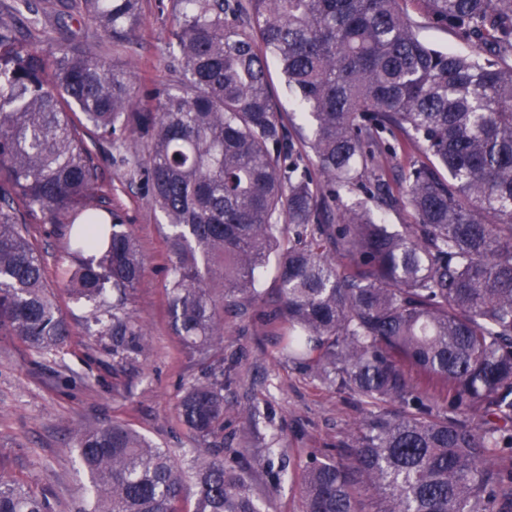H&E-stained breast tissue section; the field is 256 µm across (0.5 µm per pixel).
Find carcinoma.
Segmentation results:
<instances>
[{
  "label": "carcinoma",
  "mask_w": 512,
  "mask_h": 512,
  "mask_svg": "<svg viewBox=\"0 0 512 512\" xmlns=\"http://www.w3.org/2000/svg\"><path fill=\"white\" fill-rule=\"evenodd\" d=\"M403 0H174L176 65L137 101L131 72L80 33L29 45L38 0L0 22V319L21 341L69 334L42 257L24 234L67 224L79 260L68 292L92 307L118 363L148 347L124 310L146 268L135 238L102 209L93 147L145 152L132 175L167 219L169 315L203 363L178 417L210 459L192 509L177 463L124 423L80 430L88 512H272L247 474L269 455L224 459V370L210 360L224 318L277 326L281 355L368 406L349 462L313 458L304 512H512V0H411L469 44L423 42ZM114 46L142 24L141 0H79ZM273 58L298 113L270 90ZM300 115L310 134L292 137ZM312 155L316 173L298 172ZM369 184L351 203L342 193ZM400 199L414 223L379 210ZM293 236L282 238V225ZM277 260L273 297L256 273ZM112 283V302L106 284ZM224 291L223 311L213 288ZM439 385L437 398L413 375ZM0 512H53L0 474Z\"/></svg>",
  "instance_id": "1"
}]
</instances>
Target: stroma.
Instances as JSON below:
<instances>
[{"instance_id": "1", "label": "stroma", "mask_w": 512, "mask_h": 512, "mask_svg": "<svg viewBox=\"0 0 512 512\" xmlns=\"http://www.w3.org/2000/svg\"><path fill=\"white\" fill-rule=\"evenodd\" d=\"M174 25L172 0H143L142 25L125 46L112 47L92 26L85 36L102 56L130 68L144 90L170 77L168 36ZM99 175L110 190V207L136 237L146 267L144 279L127 293L126 310L146 323L149 348L136 362L121 366L113 361L89 308L74 303L66 291L76 265L67 231L40 221L29 224V239L42 255L46 281L70 335L62 349L38 352L0 324V471L46 494L53 512H83L87 504L88 477L73 446L84 426H131L172 453L189 489L195 484L192 461L204 456L177 413L180 394L199 377L201 364L171 326L167 219L119 157L100 153ZM214 352L239 358L224 388L227 448L267 450L274 462H285L280 484L262 470L248 481L256 497L273 500L276 512H303L300 469L313 455L345 462L337 446L361 419V405L289 363L278 351L273 330L261 323L226 320ZM249 407L256 417L245 416Z\"/></svg>"}]
</instances>
